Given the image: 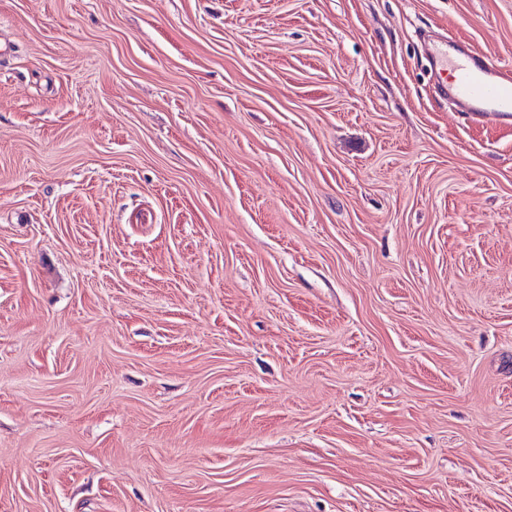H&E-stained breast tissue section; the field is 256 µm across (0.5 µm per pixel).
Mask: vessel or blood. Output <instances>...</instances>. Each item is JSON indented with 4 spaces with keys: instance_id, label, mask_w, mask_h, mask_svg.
Listing matches in <instances>:
<instances>
[{
    "instance_id": "obj_1",
    "label": "vessel or blood",
    "mask_w": 512,
    "mask_h": 512,
    "mask_svg": "<svg viewBox=\"0 0 512 512\" xmlns=\"http://www.w3.org/2000/svg\"><path fill=\"white\" fill-rule=\"evenodd\" d=\"M429 55L438 85L462 111L481 120L512 122L511 68L459 47L453 38L447 46L430 48Z\"/></svg>"
}]
</instances>
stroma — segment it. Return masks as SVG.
Instances as JSON below:
<instances>
[{
    "mask_svg": "<svg viewBox=\"0 0 512 512\" xmlns=\"http://www.w3.org/2000/svg\"><path fill=\"white\" fill-rule=\"evenodd\" d=\"M512 0H0V512H512ZM447 43L428 50L440 88L463 112L479 120L511 123V67L492 63L473 48L459 47L452 36Z\"/></svg>",
    "mask_w": 512,
    "mask_h": 512,
    "instance_id": "1",
    "label": "stroma"
}]
</instances>
